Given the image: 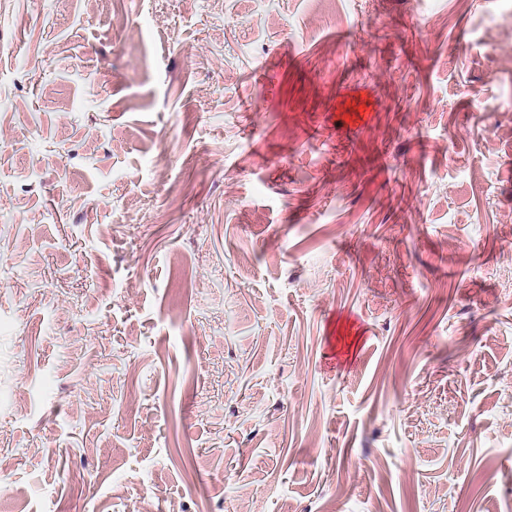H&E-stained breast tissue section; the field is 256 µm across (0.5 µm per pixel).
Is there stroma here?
<instances>
[{"mask_svg": "<svg viewBox=\"0 0 512 512\" xmlns=\"http://www.w3.org/2000/svg\"><path fill=\"white\" fill-rule=\"evenodd\" d=\"M0 138V512H512V0H0ZM369 111V101L360 95L348 96L338 106V112H343L345 122L351 124H358L363 121V113Z\"/></svg>", "mask_w": 512, "mask_h": 512, "instance_id": "35a3bbf8", "label": "stroma"}]
</instances>
